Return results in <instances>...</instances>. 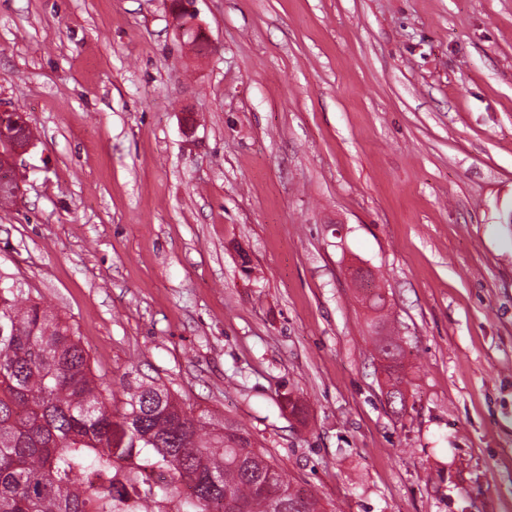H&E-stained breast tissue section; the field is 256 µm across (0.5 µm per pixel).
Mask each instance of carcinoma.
Here are the masks:
<instances>
[{
	"label": "carcinoma",
	"mask_w": 512,
	"mask_h": 512,
	"mask_svg": "<svg viewBox=\"0 0 512 512\" xmlns=\"http://www.w3.org/2000/svg\"><path fill=\"white\" fill-rule=\"evenodd\" d=\"M388 395L403 402L404 349ZM121 404L70 326L17 288L0 291V512H322L234 423L187 413L163 384L132 374ZM148 468L166 474L150 482ZM93 471L95 484L80 476Z\"/></svg>",
	"instance_id": "cac0c4a2"
}]
</instances>
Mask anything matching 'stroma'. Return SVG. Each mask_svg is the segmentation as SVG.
<instances>
[{"instance_id":"1","label":"stroma","mask_w":512,"mask_h":512,"mask_svg":"<svg viewBox=\"0 0 512 512\" xmlns=\"http://www.w3.org/2000/svg\"><path fill=\"white\" fill-rule=\"evenodd\" d=\"M196 8L202 53L164 0H0V271L326 512H512V0ZM5 134L0 136V159L1 165L9 169V172L12 177L15 178V194L18 197L20 195V183L16 176V168L18 164V160L28 151L33 145L34 140H27L25 138L15 136L8 137L7 132L4 131ZM399 340L398 336H378L376 347L382 358L396 362L395 370L388 372L390 378H392L390 381H393V383H391V390L387 394L394 398L393 403L399 402L403 404L405 392L402 390L401 385L404 383L406 373L403 364L404 349Z\"/></svg>"}]
</instances>
